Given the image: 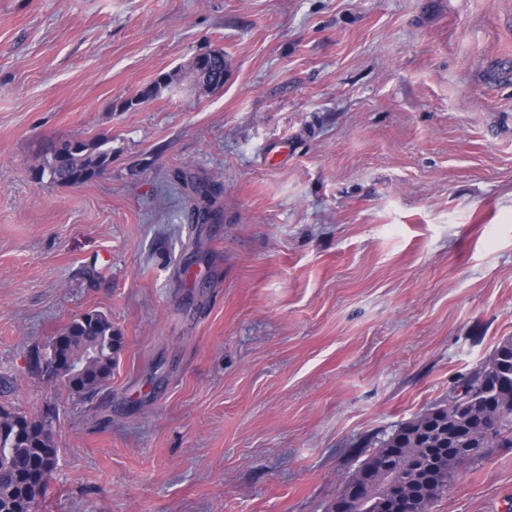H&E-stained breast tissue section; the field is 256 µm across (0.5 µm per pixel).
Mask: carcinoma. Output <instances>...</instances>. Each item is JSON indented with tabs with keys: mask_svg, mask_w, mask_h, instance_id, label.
<instances>
[{
	"mask_svg": "<svg viewBox=\"0 0 512 512\" xmlns=\"http://www.w3.org/2000/svg\"><path fill=\"white\" fill-rule=\"evenodd\" d=\"M108 140H67L43 152L39 179L60 186L93 180L112 164ZM121 337L106 316L92 312L72 320L52 344L53 357L73 360L58 376L79 395L103 389L112 376ZM467 400L438 405L399 425L378 440V446L353 478L371 474L368 500L389 493L388 477L397 474L416 491L415 512H430L448 492L456 471H448V441L453 433L460 463L484 448L512 447V336L501 339L491 356L463 376ZM53 447L44 423L0 409V512H30L45 496L52 473L42 463Z\"/></svg>",
	"mask_w": 512,
	"mask_h": 512,
	"instance_id": "cac0c4a2",
	"label": "carcinoma"
}]
</instances>
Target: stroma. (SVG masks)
Masks as SVG:
<instances>
[{
	"label": "stroma",
	"instance_id": "stroma-1",
	"mask_svg": "<svg viewBox=\"0 0 512 512\" xmlns=\"http://www.w3.org/2000/svg\"><path fill=\"white\" fill-rule=\"evenodd\" d=\"M98 137L102 176L35 179ZM93 310L122 349L87 398L36 361ZM507 336L512 0H0V408L55 435L35 512H330ZM431 512H512V448ZM106 138L67 140L50 144L43 152V163L36 171L52 184L76 186L93 180L112 163V148Z\"/></svg>",
	"mask_w": 512,
	"mask_h": 512
}]
</instances>
